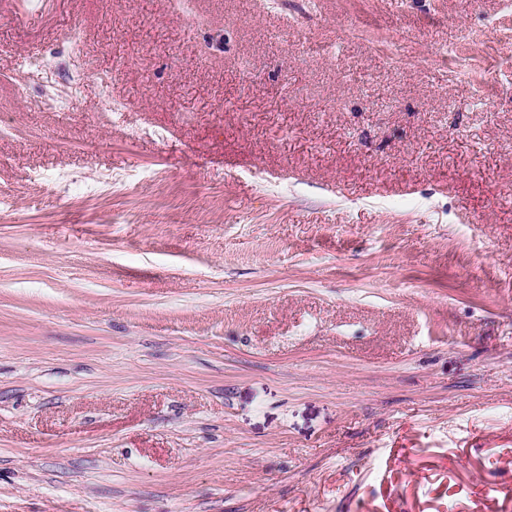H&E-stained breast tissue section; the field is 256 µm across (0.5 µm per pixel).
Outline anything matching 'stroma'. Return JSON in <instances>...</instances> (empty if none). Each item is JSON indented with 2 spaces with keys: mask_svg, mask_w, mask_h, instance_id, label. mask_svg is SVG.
Masks as SVG:
<instances>
[{
  "mask_svg": "<svg viewBox=\"0 0 512 512\" xmlns=\"http://www.w3.org/2000/svg\"><path fill=\"white\" fill-rule=\"evenodd\" d=\"M0 195V512H512V0H0Z\"/></svg>",
  "mask_w": 512,
  "mask_h": 512,
  "instance_id": "35a3bbf8",
  "label": "stroma"
}]
</instances>
